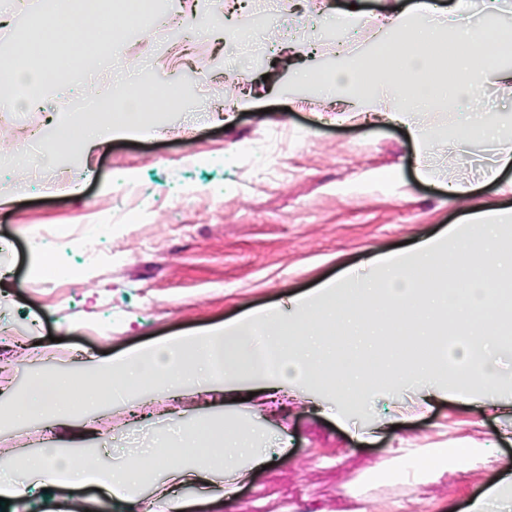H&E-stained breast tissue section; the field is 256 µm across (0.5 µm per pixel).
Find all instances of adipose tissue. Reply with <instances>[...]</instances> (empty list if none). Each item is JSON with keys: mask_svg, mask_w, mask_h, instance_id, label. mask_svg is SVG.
Segmentation results:
<instances>
[{"mask_svg": "<svg viewBox=\"0 0 512 512\" xmlns=\"http://www.w3.org/2000/svg\"><path fill=\"white\" fill-rule=\"evenodd\" d=\"M74 0H54L53 9L39 15L29 26L28 36L12 47L13 63L0 69V88L8 87L10 105H17L15 90L25 85L31 90L55 84L56 72L34 68L32 62L49 48L56 49L60 62L74 81L99 67L110 54L116 29L138 27L146 0H93L91 9L79 12ZM471 0H453L448 12V28L457 47L456 61L462 74L452 86L435 88L433 61L442 49L440 29L434 23L440 12L438 0H410L398 13L374 20L375 28L389 33L381 49V65L331 75L309 70L305 80L326 86L327 111L337 122L361 117L403 125L418 148L419 159H429L430 140L416 121L417 113L429 107L432 91H440L449 111L464 113L457 127L456 143L468 145L495 138V130L473 111L486 85L512 95V28L475 26L469 21ZM86 40L75 44L77 32ZM126 83L119 82L109 97L95 99L101 120L51 122L47 140L57 154L88 152L115 138L142 131L144 109L158 103L160 91L141 85L134 108L117 111L125 99ZM512 224V210L472 213L470 221L453 225L446 237L425 240L396 258L375 257L366 274H350L337 284L320 288L294 300L291 312L270 311L218 326L192 338H173L148 350L128 356L95 361V377L82 381L68 376L39 377L17 400L23 415L52 419L67 416L71 402L65 397L71 387L83 389L87 398L103 394L120 396L155 383L163 392L251 390L254 383L268 381L270 390L288 384L299 387L325 386L341 397L367 393L372 373L356 369L340 373L332 368L331 339L352 326L371 327L377 314H384L391 334L417 337L433 345L432 354L400 357L393 365L398 376L410 382L423 404L438 399L464 403L486 402L497 412L512 411V405L489 400V392L499 385L498 373L488 357L507 332L504 315L512 303L502 296L504 271L512 267V255L498 251V234ZM452 260L457 287L441 279L437 269ZM441 307L452 327L451 342L437 341L425 317ZM282 348L275 371L261 362L264 348ZM254 431L249 425L224 434L223 445L210 443L205 431L189 428L182 432V451L187 461L169 463L164 483L155 488L165 512H181L183 504L171 494V487L208 478L206 461H224L228 483L225 495H232L235 483L246 480L261 465L262 456L252 445ZM481 449L457 446L420 448L395 464L376 468L370 478L377 483L405 479L414 474L423 480L454 473L483 463ZM145 461L135 452L124 463L108 466L91 458L78 463L56 449L0 461V497L13 500L27 486L95 485L107 489L116 501L135 502L141 493Z\"/></svg>", "mask_w": 512, "mask_h": 512, "instance_id": "ef3b65f1", "label": "adipose tissue"}]
</instances>
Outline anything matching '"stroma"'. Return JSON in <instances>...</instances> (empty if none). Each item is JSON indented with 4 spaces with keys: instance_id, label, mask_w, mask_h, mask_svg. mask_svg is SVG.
<instances>
[{
    "instance_id": "stroma-1",
    "label": "stroma",
    "mask_w": 512,
    "mask_h": 512,
    "mask_svg": "<svg viewBox=\"0 0 512 512\" xmlns=\"http://www.w3.org/2000/svg\"><path fill=\"white\" fill-rule=\"evenodd\" d=\"M298 2L282 23L311 32L302 54L289 59L274 27L264 56L236 58V70L257 88L255 109L228 107L224 55L205 49L200 69L158 65L143 75L168 91L154 136L112 140L86 160L40 151L39 180L10 162L14 132L36 124L38 111H0V268L9 271L0 281V449L29 454L57 447L76 459L95 452L113 463L132 437L143 448L162 442L174 449L183 427L220 438L225 427L251 425L264 467L231 500L217 479L177 487L188 512H462L512 463V441L480 406L441 399L404 413L409 387L394 382L390 359L416 348L402 341L378 339L365 350L343 336L334 344L335 359L352 356L376 368L363 402L282 391L259 410L221 392L147 403L132 390L119 399L79 401L62 420L26 419L14 410L30 376L89 377L93 359L286 306L372 256L463 223L469 210L512 208L511 168L494 183L481 181L494 143L441 146L423 175L403 126L320 121L318 90L295 81L297 70L331 72L374 52L377 38L360 27L349 55H337L336 10L354 5L377 15L408 0H323L319 16L309 12V0ZM53 6L12 0L14 27L0 38V66L10 64L11 45L30 16ZM186 9L184 0H152L142 22L169 27V41L145 48L136 32H117L94 91L111 93L112 74L125 69L130 52L163 60L186 34L178 23ZM453 178L474 184L468 207L449 203L444 185ZM66 182L79 184L80 193H62ZM128 184L145 190L139 207L124 193ZM96 221L107 222L109 246L94 263L81 237L49 243L43 236L52 226ZM458 443L486 449L487 464L419 484L367 478L406 449ZM8 512L116 509L99 489L35 487L12 500Z\"/></svg>"
}]
</instances>
